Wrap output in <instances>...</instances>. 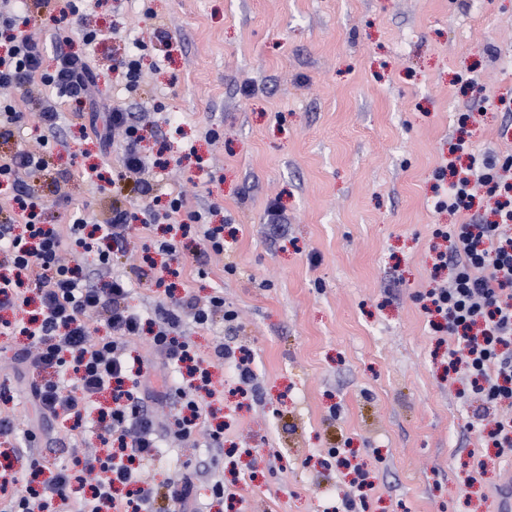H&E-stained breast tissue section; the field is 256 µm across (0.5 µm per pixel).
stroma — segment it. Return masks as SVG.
I'll list each match as a JSON object with an SVG mask.
<instances>
[{
  "mask_svg": "<svg viewBox=\"0 0 512 512\" xmlns=\"http://www.w3.org/2000/svg\"><path fill=\"white\" fill-rule=\"evenodd\" d=\"M101 37L85 45L80 27L29 25L46 46L87 54L98 112L116 102L157 109L162 136L140 148L167 160L164 192L184 191L227 225L229 257L198 265L187 235L172 294L137 283L126 259L113 270L133 281L132 303L219 291L238 322L222 316L182 336L211 361L208 435L165 438L149 468L165 512L171 477L198 487L183 512H333L360 491L355 512H497L512 476V453L487 447L493 417L512 402L473 412L479 400L448 366L454 340L423 308V295L448 277L433 258L447 243L437 229L489 212L439 209L440 169L452 159L459 113L475 110L465 137L476 157L512 149L503 133L512 102V0H81ZM169 40H151L155 27ZM145 41L142 81L122 88L113 65L123 35ZM58 109L67 123L44 150L29 182L51 190L67 180L71 203L56 222L83 213L110 216L111 199L83 175L111 176L119 149L93 133L90 115ZM218 130V139L208 136ZM245 346L260 396L240 393L236 373L215 360L224 338ZM0 417L34 430L29 459L44 476L68 464L70 424L36 408L32 374L18 354L22 336L0 335ZM144 362L163 423L180 409L174 373L156 359L151 334L128 345ZM223 480V495L211 486Z\"/></svg>",
  "mask_w": 512,
  "mask_h": 512,
  "instance_id": "35a3bbf8",
  "label": "stroma"
}]
</instances>
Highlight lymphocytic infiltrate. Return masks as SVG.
Here are the masks:
<instances>
[{
  "instance_id": "obj_1",
  "label": "lymphocytic infiltrate",
  "mask_w": 512,
  "mask_h": 512,
  "mask_svg": "<svg viewBox=\"0 0 512 512\" xmlns=\"http://www.w3.org/2000/svg\"><path fill=\"white\" fill-rule=\"evenodd\" d=\"M54 0H0V38L6 51L0 55V89L29 86L41 81L54 96H29L25 110L0 98V138H11L27 115L38 119L41 142L60 128L58 99L84 105L94 83L85 57L57 50L53 69H45L46 46L23 28L51 12ZM108 131L122 148L115 180L129 183L141 195H153L162 181L166 163L142 155L144 132L159 133L149 112L112 109ZM44 164L41 155L18 151L0 160V184L10 186L12 218L0 223V311L15 312L14 320L0 322V335L27 336L25 355L42 379L34 396L50 418L69 420L75 433L70 464L57 468L51 480L26 486L20 498L10 499L9 512H152L155 491L143 482L146 462L158 455L162 440L147 405L142 368L129 359L126 348L143 330V313L129 302L131 284L112 272L113 250L124 249L131 213L113 201L111 215L100 225V237L83 236L86 221L72 214L69 225L48 221L47 195L21 179L20 171L34 172ZM469 176L448 185L446 207L470 212L475 188L498 198L497 219L484 221L471 214L468 222L452 225L443 236L448 251L439 253L448 268L447 283L432 288L427 298L442 316L457 345L454 363L463 365L471 389L484 403L512 399V152L471 164ZM184 214L198 225L205 251L217 254L226 248L224 228L203 221L200 210L189 207L184 193L171 196L165 212L151 206L141 210L143 226ZM93 255L92 264L75 262L77 253ZM35 289L42 319L28 326L20 313L28 305V289ZM225 322L237 318L225 308L222 293L205 299L186 296L172 305L155 309L158 330L152 345L165 363L187 366L175 390L185 412L175 420L174 435L188 440L201 429V408L194 398L192 376L207 377L201 358L192 353L177 331L185 319L207 324L214 314ZM108 335H98L97 325ZM110 392L109 410L93 414L89 400ZM111 444L113 453L101 459L98 446ZM134 486L133 495L112 496L113 484ZM93 489L92 499L73 496L74 485Z\"/></svg>"
}]
</instances>
